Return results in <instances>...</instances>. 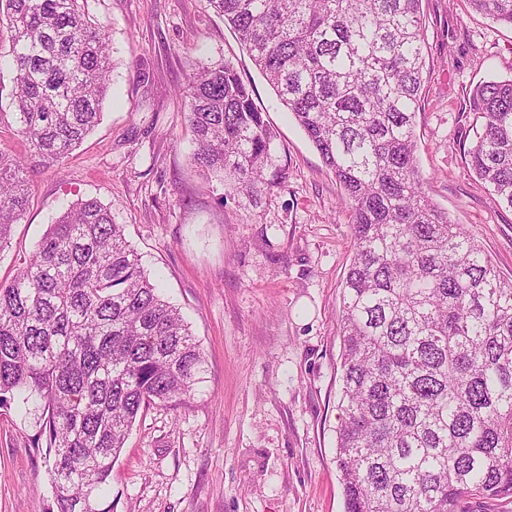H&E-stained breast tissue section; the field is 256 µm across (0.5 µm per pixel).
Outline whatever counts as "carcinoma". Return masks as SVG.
<instances>
[{
	"instance_id": "carcinoma-1",
	"label": "carcinoma",
	"mask_w": 512,
	"mask_h": 512,
	"mask_svg": "<svg viewBox=\"0 0 512 512\" xmlns=\"http://www.w3.org/2000/svg\"><path fill=\"white\" fill-rule=\"evenodd\" d=\"M87 0H0L22 156L0 151V249L30 169L59 167L98 125L107 25ZM343 189L353 253L342 285L345 512H512V280L426 193L414 122L429 56L422 0H211ZM512 27V0H468ZM191 164L254 199L285 175L273 129L230 64L183 87ZM468 167L512 210V77L476 85ZM203 352L112 208L62 213L0 284V408L41 410L51 512H113L101 494L137 416L191 394Z\"/></svg>"
}]
</instances>
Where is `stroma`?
Wrapping results in <instances>:
<instances>
[{"instance_id": "1", "label": "stroma", "mask_w": 512, "mask_h": 512, "mask_svg": "<svg viewBox=\"0 0 512 512\" xmlns=\"http://www.w3.org/2000/svg\"><path fill=\"white\" fill-rule=\"evenodd\" d=\"M108 26L112 85L98 127L62 169H38L0 249L9 281L72 202L112 208L198 341L186 404L138 415L112 470L114 512H344L336 469L341 287L353 250L342 190L210 0H87ZM431 55L415 118L424 186L512 279V210L467 167L468 95L512 76V28L466 0H423ZM230 63L277 133L287 175L256 201L193 168L178 90ZM37 414L0 408V512H46L54 493Z\"/></svg>"}]
</instances>
